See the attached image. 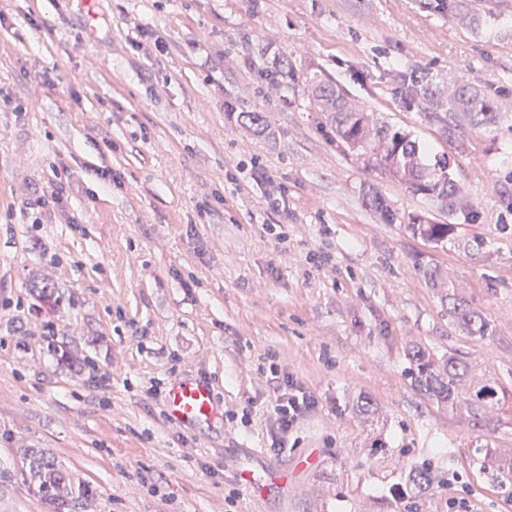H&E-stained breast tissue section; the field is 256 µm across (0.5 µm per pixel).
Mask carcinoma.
<instances>
[{"label":"carcinoma","mask_w":512,"mask_h":512,"mask_svg":"<svg viewBox=\"0 0 512 512\" xmlns=\"http://www.w3.org/2000/svg\"><path fill=\"white\" fill-rule=\"evenodd\" d=\"M439 2L441 7L465 19L474 30L487 25V19L493 17L476 2ZM309 81L331 131L368 169L382 170L406 190L438 200L450 217L460 214L465 223H477L478 211L467 200L448 157L436 160L431 166L424 163L423 147L410 134L359 107L344 87L324 74L315 72ZM392 84L394 98L405 108L420 112L423 120L436 127L441 137L459 153L466 151L471 132L492 129L500 121L498 96L477 85L454 80L439 87L429 78L426 69L415 66L394 71ZM227 109L229 117L236 118L255 134L266 133L267 126L260 113L236 114L230 104ZM409 229L413 236L438 244L452 239L457 225L418 217L413 219ZM414 267L427 283L439 288L441 303L448 307L453 327L471 336L492 334L490 321L469 305L457 289L441 287L443 272L438 266L418 255ZM406 357L411 383L419 393L438 405L458 411L475 425L490 423L496 388L488 381L472 384L467 362L451 352L440 356L433 354L420 344L408 346ZM21 453L23 476L36 494L53 506L54 512H88L94 497L90 485L74 483L45 448H23ZM434 485L432 464L413 463L405 472L398 496L411 502L431 493Z\"/></svg>","instance_id":"carcinoma-1"}]
</instances>
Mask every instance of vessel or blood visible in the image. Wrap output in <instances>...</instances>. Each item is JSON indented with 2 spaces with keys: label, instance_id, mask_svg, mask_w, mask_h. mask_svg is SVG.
<instances>
[{
  "label": "vessel or blood",
  "instance_id": "vessel-or-blood-1",
  "mask_svg": "<svg viewBox=\"0 0 512 512\" xmlns=\"http://www.w3.org/2000/svg\"><path fill=\"white\" fill-rule=\"evenodd\" d=\"M166 413L179 426L194 429L212 423L219 405L211 385L200 378H181L172 382L166 393ZM236 481L242 493L258 507L264 506L266 491L276 486L287 488L291 474L287 467L269 460L260 469L241 468Z\"/></svg>",
  "mask_w": 512,
  "mask_h": 512
}]
</instances>
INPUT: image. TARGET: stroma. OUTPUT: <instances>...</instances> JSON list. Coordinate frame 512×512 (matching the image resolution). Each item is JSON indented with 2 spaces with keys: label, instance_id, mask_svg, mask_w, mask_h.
Here are the masks:
<instances>
[{
  "label": "stroma",
  "instance_id": "1",
  "mask_svg": "<svg viewBox=\"0 0 512 512\" xmlns=\"http://www.w3.org/2000/svg\"><path fill=\"white\" fill-rule=\"evenodd\" d=\"M488 4L501 14L478 34L436 0H0V512H53L22 448L51 449L94 487L90 512H225V461L267 448L266 359L318 405L278 457L310 466L264 512H406L400 466L424 459L439 484L419 512H512L491 478L512 459L478 452L512 448V0ZM410 65L499 91L498 126L455 154L393 98L391 73ZM316 70L409 131L425 163L452 156L480 211L457 234L481 236L482 253L411 236L415 216L445 220L440 204L336 140ZM229 104L261 113L267 135L235 125ZM418 253L493 335L449 324ZM415 340L496 381L489 425L411 386ZM88 361L107 386L79 373ZM186 377L208 379L220 408L251 407V426L173 424L150 387ZM361 395L377 408L368 424L345 409Z\"/></svg>",
  "mask_w": 512,
  "mask_h": 512
}]
</instances>
